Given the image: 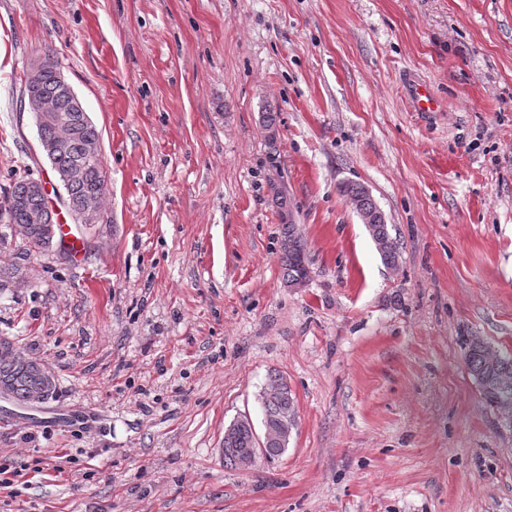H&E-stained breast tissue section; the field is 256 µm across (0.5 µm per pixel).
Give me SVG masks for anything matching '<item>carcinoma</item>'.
Segmentation results:
<instances>
[{
    "instance_id": "1",
    "label": "carcinoma",
    "mask_w": 512,
    "mask_h": 512,
    "mask_svg": "<svg viewBox=\"0 0 512 512\" xmlns=\"http://www.w3.org/2000/svg\"><path fill=\"white\" fill-rule=\"evenodd\" d=\"M62 74L57 63L46 60L35 78H26L25 91L33 96L57 98ZM60 111L71 115L74 126L73 137L59 143L55 130L47 124L37 126L39 141L51 168L60 176L79 166L82 169L81 180L64 185L66 198L83 200L92 197L97 205H102L106 193V180L101 160L99 134L87 113L76 111L70 102L61 100ZM340 192L344 196L359 198L358 216L367 215L371 222L367 228L374 240H391L385 216L372 196L365 193L360 183L348 182L342 185ZM43 212V221L35 224L31 220L30 210ZM0 222L17 225L30 251H41L50 247L54 235L50 229L55 227V213L45 207L44 199L29 194V180L23 179L13 184L0 199ZM280 263L288 286L303 284L310 277L307 262L306 244L294 224L281 225ZM466 366L480 387L484 400L492 407L503 410L512 407V355H502V359L492 361L489 348L480 341L471 342L465 355ZM44 372L14 361L0 362V383L11 389L13 402L24 405L29 392L43 385ZM294 404L292 392L285 389L279 393L268 394L261 399L264 424L274 421L282 405ZM254 434L251 425L244 424L236 435L224 442V462L235 465L236 453L244 448L254 447Z\"/></svg>"
}]
</instances>
